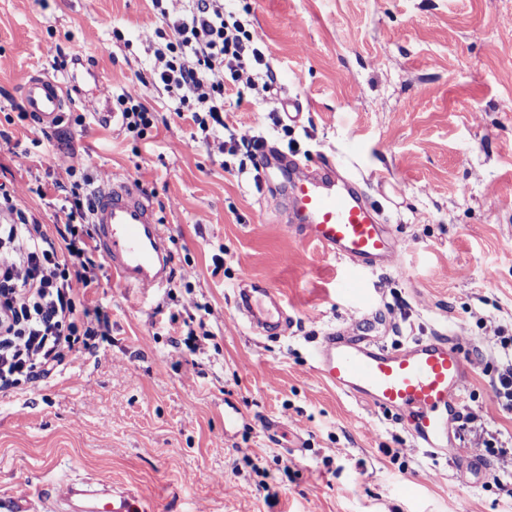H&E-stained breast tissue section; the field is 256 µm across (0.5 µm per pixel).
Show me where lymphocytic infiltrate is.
<instances>
[{"instance_id": "lymphocytic-infiltrate-1", "label": "lymphocytic infiltrate", "mask_w": 512, "mask_h": 512, "mask_svg": "<svg viewBox=\"0 0 512 512\" xmlns=\"http://www.w3.org/2000/svg\"><path fill=\"white\" fill-rule=\"evenodd\" d=\"M176 40L151 42L150 78L170 94L179 118L191 120L204 137L226 134L224 82L262 91L277 79L253 33L224 0H188L173 23ZM209 93H201L202 84ZM123 127L141 135L157 117L136 85L113 100ZM63 230L50 235L34 216L0 195V392L17 389L64 367L78 345L104 335L100 311L76 306L99 281L90 269L93 236L84 228L90 207L80 183L65 189Z\"/></svg>"}]
</instances>
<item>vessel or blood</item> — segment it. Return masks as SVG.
<instances>
[{
  "mask_svg": "<svg viewBox=\"0 0 512 512\" xmlns=\"http://www.w3.org/2000/svg\"><path fill=\"white\" fill-rule=\"evenodd\" d=\"M23 97L27 111L40 124H55L63 115L66 92L53 80L28 78ZM263 154L266 167L290 173L284 195L297 219V238L345 259L349 275L339 289L366 301L359 274L393 261L403 249L402 242L380 224L354 181H337L333 163L304 172L298 161L277 147H265ZM89 222L113 277L123 287L148 293L168 284L172 252L155 210L134 181L116 179L101 185ZM236 302L258 330L268 326L271 308L279 300L269 288H242ZM313 358L317 373L328 384L406 423L415 447L448 455L457 462L460 475L475 476L476 464L462 455L449 434L472 371L471 359L457 342L433 336L393 348L364 335L353 324L325 333ZM55 499L70 505V512H137L129 492L83 481L60 484Z\"/></svg>",
  "mask_w": 512,
  "mask_h": 512,
  "instance_id": "1",
  "label": "vessel or blood"
}]
</instances>
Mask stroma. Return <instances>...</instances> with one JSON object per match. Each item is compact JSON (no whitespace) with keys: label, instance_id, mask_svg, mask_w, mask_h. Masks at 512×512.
<instances>
[{"label":"stroma","instance_id":"obj_1","mask_svg":"<svg viewBox=\"0 0 512 512\" xmlns=\"http://www.w3.org/2000/svg\"><path fill=\"white\" fill-rule=\"evenodd\" d=\"M232 7L278 79L268 93L225 83L227 123L309 165L332 161L405 241L392 266L363 277L382 315L369 333L465 349L473 369L454 432L487 475L460 482L448 458L412 447L403 424L316 372L321 336L363 316L336 290L347 263L297 241L269 187L239 173L220 139L193 143L163 88L139 83L163 25L151 0H0V189L52 225L74 178L91 193L141 178L173 254L168 287L137 294L95 253L88 303L107 314L108 336L0 394V512L18 499L46 512L68 479L125 486L144 512H512V410L492 388L512 340V0ZM32 75L65 87L59 124L19 119ZM134 82L158 115L140 138L101 118ZM291 99L300 117L283 129L274 120ZM245 277L279 294L284 332L241 317ZM192 317L205 329L196 353L184 343Z\"/></svg>","mask_w":512,"mask_h":512}]
</instances>
